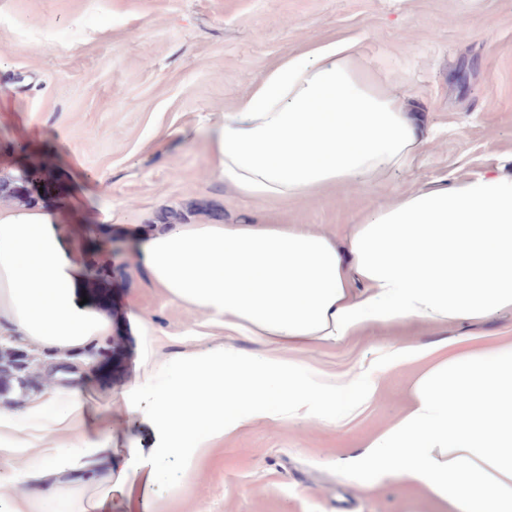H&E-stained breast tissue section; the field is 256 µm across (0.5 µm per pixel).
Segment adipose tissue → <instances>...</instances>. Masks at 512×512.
Listing matches in <instances>:
<instances>
[{
    "instance_id": "adipose-tissue-1",
    "label": "adipose tissue",
    "mask_w": 512,
    "mask_h": 512,
    "mask_svg": "<svg viewBox=\"0 0 512 512\" xmlns=\"http://www.w3.org/2000/svg\"><path fill=\"white\" fill-rule=\"evenodd\" d=\"M214 174L250 200H290L408 170L430 141L404 97L362 68L357 44L339 38L284 57L208 128ZM345 244L302 224H153L126 231L139 269L228 336L266 348H218L166 357L151 321L129 319L141 338L139 368L122 409L152 438L114 436L81 382L108 341L113 227L97 250L87 227L51 206L0 210V329L71 360L78 373L0 410V444L44 453L13 477L11 512H137L158 464L192 468L204 449L258 420L350 414L365 395L290 359L310 342L335 345L370 324L464 325L512 310V174L488 170L396 192L353 216ZM434 355L413 402L351 460L367 486L391 474L447 512H512V342L449 352L396 349L392 360Z\"/></svg>"
}]
</instances>
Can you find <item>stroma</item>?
<instances>
[{"mask_svg": "<svg viewBox=\"0 0 512 512\" xmlns=\"http://www.w3.org/2000/svg\"><path fill=\"white\" fill-rule=\"evenodd\" d=\"M357 40L364 65L406 94L432 140L411 170L377 184L294 201L240 197L217 179L205 138L183 128L213 123L266 71L295 51ZM28 168L37 202L85 217L111 210L117 224H155L168 210L193 224L272 218L345 240L351 215L387 204L395 189L512 171V0H0V175ZM56 188L39 192L45 179ZM112 339L97 360L115 363L90 390L117 410L139 340L131 309L154 328V350L171 356L225 344L202 313L171 302L133 267L113 236ZM421 323L370 325L301 353L330 375L365 372L368 397L347 417L261 421L206 449L197 468L177 459L149 487V512H444L430 496L388 477L367 488L347 468L372 437L396 423L429 360L390 362L392 350L456 335ZM258 350L248 338L230 340ZM28 391L0 397L21 407L50 389L47 355L25 345Z\"/></svg>", "mask_w": 512, "mask_h": 512, "instance_id": "stroma-1", "label": "stroma"}]
</instances>
